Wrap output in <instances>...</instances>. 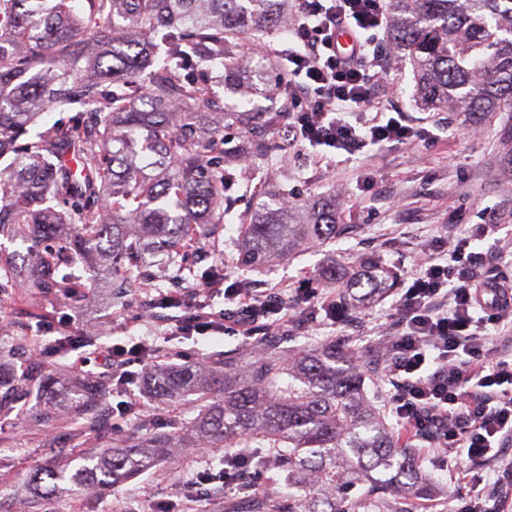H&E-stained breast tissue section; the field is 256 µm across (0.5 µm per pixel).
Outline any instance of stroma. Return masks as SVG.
<instances>
[{"instance_id": "35a3bbf8", "label": "stroma", "mask_w": 512, "mask_h": 512, "mask_svg": "<svg viewBox=\"0 0 512 512\" xmlns=\"http://www.w3.org/2000/svg\"><path fill=\"white\" fill-rule=\"evenodd\" d=\"M377 46L389 71L387 84L375 95L380 107L405 112L417 127L426 129L424 141L382 148L368 146L355 154L324 153L302 148L288 140L285 129L288 113L262 130L272 149L253 157L250 164L235 165L238 182L231 196L233 216L225 220L220 233V258H210L211 244L201 240L204 259L196 267L198 277L223 274L238 268L256 288L301 287L304 279H320L329 271L345 274L354 268L357 256L376 253L398 273H406L414 255L425 248L444 249L457 229L467 224L485 223L486 211H493L496 223L512 230V175L503 172L499 134L512 126V112L489 114L481 123L469 124L462 113L422 109L414 94L410 68L405 67L391 48L386 32L377 35ZM284 195L304 205L328 202L336 209V221L355 225V232L327 246L308 247L289 259L261 269L239 267L235 215L254 212L258 197ZM33 258L18 256L16 286L0 295V367L9 371L16 384L27 392L19 408L0 412V512H28L23 492L27 474L53 460L76 459L111 447L136 435L130 425L114 427L113 413L122 405L135 404L137 411L162 427L174 418L193 419L198 408L184 399H159L143 385L131 383L112 391L103 412L97 413L99 431L92 442L83 444L61 437L59 430L34 425L30 413L46 406L68 405L66 386L60 375L76 372L111 378L101 360L94 359L76 369L77 350L68 338L90 334L100 347L129 344L148 336L152 329L170 318L171 312L151 307L157 289L127 288L118 295L110 283L93 278L85 266L76 272L88 295L81 301L62 297L49 309L44 320L29 319L41 298L31 286ZM151 307V319L140 310ZM397 319L394 296L382 302L349 311L346 320L333 321L325 314L309 319L305 326L293 327L291 334L267 331L270 343L283 350L316 345L325 339L344 336L351 340L364 360H381L385 348L382 332L392 331ZM162 352L158 367L179 365L181 360L207 364L223 362L225 354L246 358L253 345L239 336L176 335L159 339ZM42 347L47 357L32 360L33 348ZM56 377L53 390L38 387L44 376ZM223 449H212L206 457L190 455L166 457L137 478L116 487H99L82 494H66L45 501L46 512H155V504L171 499L177 483L191 477L195 469L215 467ZM422 472L430 479L432 493L422 500V512H446L450 502L465 493L457 482L453 464L424 455Z\"/></svg>"}]
</instances>
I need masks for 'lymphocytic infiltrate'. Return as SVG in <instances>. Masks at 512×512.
Returning a JSON list of instances; mask_svg holds the SVG:
<instances>
[{"instance_id":"f902f5d3","label":"lymphocytic infiltrate","mask_w":512,"mask_h":512,"mask_svg":"<svg viewBox=\"0 0 512 512\" xmlns=\"http://www.w3.org/2000/svg\"><path fill=\"white\" fill-rule=\"evenodd\" d=\"M387 26L385 0H299L284 56L287 79L278 85L294 107L289 130L296 143L351 155L420 137L404 113L370 114L386 80L373 35ZM499 230L475 224L446 252L414 257L396 301L399 331L385 339L382 379L393 387L387 410L430 452L460 466L469 491L458 512H504L512 498V273L502 254L471 248ZM219 294L225 307L216 311L210 301ZM295 300L330 317L343 311L323 287L297 289L291 299L276 288L218 277L196 282L191 298L172 290L160 302L183 308L178 333L250 339L260 329L287 327ZM242 462L231 455L223 470H198L183 487L184 501L199 499L205 485L239 486ZM491 462L497 478L489 482L481 471Z\"/></svg>"}]
</instances>
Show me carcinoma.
<instances>
[{"mask_svg": "<svg viewBox=\"0 0 512 512\" xmlns=\"http://www.w3.org/2000/svg\"><path fill=\"white\" fill-rule=\"evenodd\" d=\"M0 0V237L20 242L36 258L32 287L43 306L80 296L74 267L94 254L98 279L151 288L169 279L143 261L160 249L175 274L224 223V199L234 159L262 155L255 137L217 150L224 117L254 130L259 113L243 103L232 112H198L216 104L212 84L186 76L202 63L263 78L266 59L239 66L243 46L259 43L287 17L288 0ZM396 53L414 70L419 102L449 107L476 122L488 112H512V0H388ZM112 81V92L101 86ZM74 112L64 122L37 126L50 107ZM238 263L260 267L348 229L330 206L261 201L240 222ZM343 293L372 295L394 287L397 274L376 255H364ZM13 262L0 258V293L14 285ZM364 362L333 341L289 354L256 344L242 361L204 369L184 364L157 372L156 394L199 395V414L160 431L127 413L139 436L84 458L49 463L27 477L32 500L89 491L137 477L175 448H222L238 454L261 440L288 485L302 492L320 475L323 488L367 485L364 495L330 512H415L428 495L407 448L390 432L363 388ZM112 391L110 381L77 380L66 417L48 408L33 423L88 440L96 424L88 405ZM399 473L394 495L379 477ZM290 506L260 498L253 512H320L317 499L288 494Z\"/></svg>", "mask_w": 512, "mask_h": 512, "instance_id": "1", "label": "carcinoma"}]
</instances>
